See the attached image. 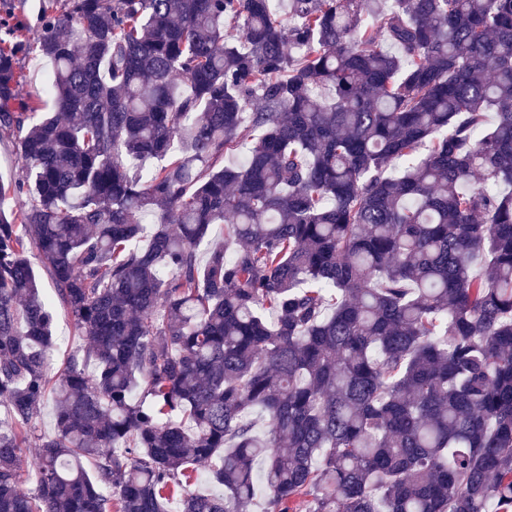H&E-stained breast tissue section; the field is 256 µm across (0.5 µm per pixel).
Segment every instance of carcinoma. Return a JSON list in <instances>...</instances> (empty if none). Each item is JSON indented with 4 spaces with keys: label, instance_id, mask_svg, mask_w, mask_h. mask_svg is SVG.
<instances>
[{
    "label": "carcinoma",
    "instance_id": "cac0c4a2",
    "mask_svg": "<svg viewBox=\"0 0 512 512\" xmlns=\"http://www.w3.org/2000/svg\"><path fill=\"white\" fill-rule=\"evenodd\" d=\"M286 11L0 21V512H512V0ZM24 79L19 87L21 97L30 98L39 107L37 112H53V99L46 93L49 68L35 55H27L20 61ZM22 164L15 141L5 134L0 135V178L4 182L19 180ZM82 340L74 333L73 325L68 316L57 312L53 327V359L54 368L74 349L82 345Z\"/></svg>",
    "mask_w": 512,
    "mask_h": 512
}]
</instances>
